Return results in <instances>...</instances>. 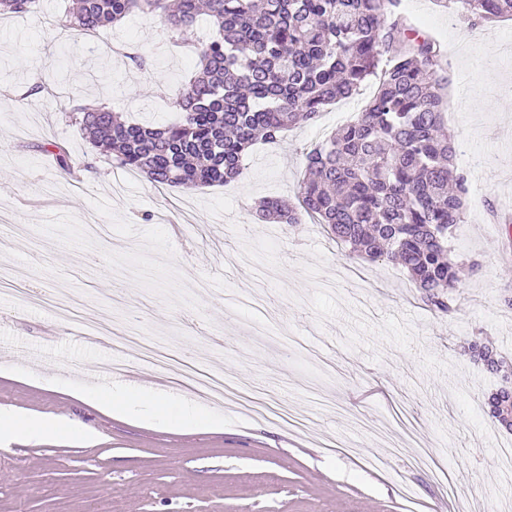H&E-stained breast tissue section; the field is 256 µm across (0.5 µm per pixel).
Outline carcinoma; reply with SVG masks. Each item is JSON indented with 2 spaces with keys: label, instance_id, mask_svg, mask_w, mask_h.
<instances>
[{
  "label": "carcinoma",
  "instance_id": "obj_1",
  "mask_svg": "<svg viewBox=\"0 0 512 512\" xmlns=\"http://www.w3.org/2000/svg\"><path fill=\"white\" fill-rule=\"evenodd\" d=\"M457 2L480 21L512 17V0ZM399 7L400 0H73L59 25L86 34L139 11L184 45L201 18L210 21L214 36L195 50L198 70L174 101L177 121L151 128L107 107L75 108L99 155L170 188L236 178L256 142L279 143L380 74L357 118L305 154L298 207L267 198L257 216L317 219L348 248L345 256L400 265L422 302L447 316L466 270L448 241L464 219L467 177L454 166L445 130L443 49L412 30ZM463 353L491 373L506 365L486 342ZM487 406L512 431V387L491 393Z\"/></svg>",
  "mask_w": 512,
  "mask_h": 512
}]
</instances>
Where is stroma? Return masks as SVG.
Returning a JSON list of instances; mask_svg holds the SVG:
<instances>
[{
    "mask_svg": "<svg viewBox=\"0 0 512 512\" xmlns=\"http://www.w3.org/2000/svg\"><path fill=\"white\" fill-rule=\"evenodd\" d=\"M70 4L0 16V410L64 417L99 442L0 440V512H512V465L499 459L512 433L485 407L501 380L461 354L484 338L512 360V266L495 257L512 247V223L488 218L512 206V55L499 51L512 19L474 26L456 0H401L444 48L445 124L468 177L450 245L478 266L441 318L405 270L347 258L325 225L255 215L262 198L294 201L305 152L362 111L376 80L280 146L256 143L235 180L161 190L97 156L73 107L172 121L197 57L149 15L90 41L62 30ZM20 288L37 301L19 302ZM94 312L135 324L168 375L131 348L123 375H101L112 338L84 335ZM189 369L240 379L294 423L227 401L205 405L222 428L179 427L72 395L139 385L190 401L175 383ZM439 465L455 498L433 477Z\"/></svg>",
    "mask_w": 512,
    "mask_h": 512,
    "instance_id": "obj_1",
    "label": "stroma"
}]
</instances>
